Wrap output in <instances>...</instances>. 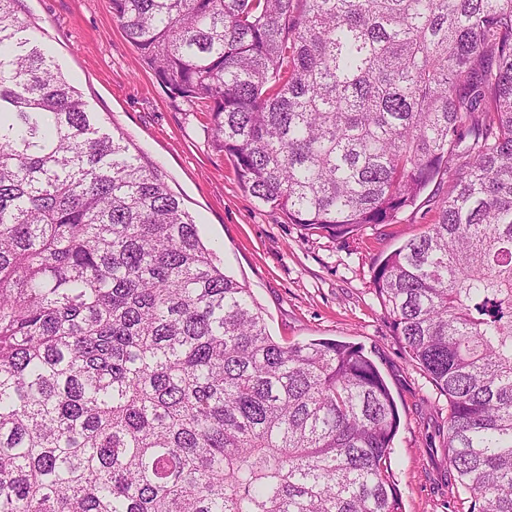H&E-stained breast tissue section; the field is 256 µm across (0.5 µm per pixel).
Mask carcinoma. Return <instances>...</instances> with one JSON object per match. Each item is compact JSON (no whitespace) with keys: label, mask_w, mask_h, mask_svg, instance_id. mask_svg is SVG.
<instances>
[{"label":"carcinoma","mask_w":512,"mask_h":512,"mask_svg":"<svg viewBox=\"0 0 512 512\" xmlns=\"http://www.w3.org/2000/svg\"><path fill=\"white\" fill-rule=\"evenodd\" d=\"M0 0V512H402L361 344L283 345L157 171ZM244 192L306 230L438 219L377 298L512 512V0H111Z\"/></svg>","instance_id":"1"}]
</instances>
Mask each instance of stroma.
Instances as JSON below:
<instances>
[{"label": "stroma", "mask_w": 512, "mask_h": 512, "mask_svg": "<svg viewBox=\"0 0 512 512\" xmlns=\"http://www.w3.org/2000/svg\"><path fill=\"white\" fill-rule=\"evenodd\" d=\"M18 15L102 131L123 135L162 176L220 268L247 288L276 341L330 338L376 352L401 416L389 464L403 512H467L443 449L447 400L409 360L373 285L377 258L433 223L434 204L421 202L397 223L352 237L288 223L241 189L212 142L206 113L190 111L145 68L109 0H19Z\"/></svg>", "instance_id": "stroma-1"}]
</instances>
